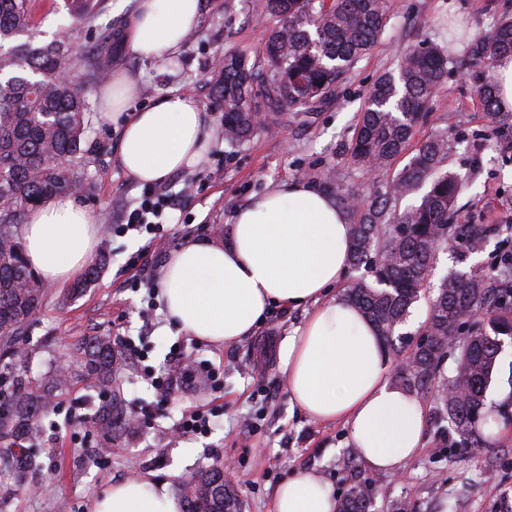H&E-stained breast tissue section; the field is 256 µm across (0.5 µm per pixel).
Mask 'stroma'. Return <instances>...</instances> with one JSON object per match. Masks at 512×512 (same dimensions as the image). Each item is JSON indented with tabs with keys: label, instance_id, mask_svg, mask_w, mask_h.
Instances as JSON below:
<instances>
[{
	"label": "stroma",
	"instance_id": "1",
	"mask_svg": "<svg viewBox=\"0 0 512 512\" xmlns=\"http://www.w3.org/2000/svg\"><path fill=\"white\" fill-rule=\"evenodd\" d=\"M386 30L338 86L333 101L306 118L285 114L275 133L258 132L238 148L217 142L198 165L176 173L164 184L180 199L169 211L161 241L134 231L120 234L128 210L142 193L119 164L120 143L112 124L95 116L96 148L88 168L93 188L78 200L93 215L101 233L96 256L107 263L80 296L60 303V289L47 287L43 303L27 324L17 361L0 351V377L26 375L37 380L47 370L66 366L67 387L56 393L55 413L42 422L37 443L43 468L33 488L21 497L0 499V512H90L92 500L113 481L139 477L178 488L182 481L220 460L231 461L230 474L243 501V512H272L276 487L289 475L309 470L320 475L334 496L358 483L372 494L375 512H512V420L499 421L490 443L454 446L430 393L414 391L426 415L424 446L399 472L370 468L350 445L342 423H322L292 407L279 360L283 339L306 320L307 308H272L253 336L214 345L165 329L157 298L160 269L186 239L227 242L234 211L251 197L281 183L304 179L328 196L347 193L363 200L386 185L404 165L396 160L379 170L352 165L345 147L351 141L367 93L384 72L421 42L444 47L449 29L484 35L512 0H389ZM135 0H106L104 12L90 23L69 22L52 0H36L33 21L46 34L67 26L75 52L89 47L86 32L110 24L125 28ZM270 32L259 20L253 0H201L200 23L176 51L177 69L166 61H146L129 52L112 58V71L138 76L136 103L150 104L172 90L194 94L223 129L224 114L213 94L211 61L227 49L256 51ZM476 74L463 64L450 67L428 104L418 137L445 132L460 146L449 157V170L465 175L481 168L457 201L460 224H493L512 210V149L495 137L492 124L474 95ZM143 256V267L132 264ZM494 245L467 253L451 248L439 253L417 302L402 328V352L410 354L422 338L429 302L441 280L453 273L489 268ZM94 336L132 339L144 361H125L119 381L128 405L147 407L137 424L104 439L90 417L101 396L81 377L76 349ZM198 352L220 367L221 388L196 367L190 388L158 401L147 375L177 373L175 350ZM216 412L211 433L176 435L182 415L197 408Z\"/></svg>",
	"mask_w": 512,
	"mask_h": 512
}]
</instances>
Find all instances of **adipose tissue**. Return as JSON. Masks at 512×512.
I'll return each mask as SVG.
<instances>
[{
  "mask_svg": "<svg viewBox=\"0 0 512 512\" xmlns=\"http://www.w3.org/2000/svg\"><path fill=\"white\" fill-rule=\"evenodd\" d=\"M200 18L199 0H138L121 45L142 59L167 57ZM138 79L119 73L100 92L103 116L120 132V165L153 185L200 161L216 131L189 93L171 91L129 111ZM100 228L71 196L28 215L25 256L44 283L65 285L90 261ZM352 224L344 209L302 181H291L237 208L228 243L189 240L164 263L161 298L168 322L212 344L253 335L275 306L312 305L302 327L282 343L289 399L309 418L342 422L350 443L374 470L398 472L422 446L425 412L389 377L390 356L376 329L331 290L349 267ZM92 512H181L169 484L113 482ZM273 512H337L328 484L297 471L274 494Z\"/></svg>",
  "mask_w": 512,
  "mask_h": 512,
  "instance_id": "obj_1",
  "label": "adipose tissue"
}]
</instances>
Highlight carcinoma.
I'll return each mask as SVG.
<instances>
[{
    "mask_svg": "<svg viewBox=\"0 0 512 512\" xmlns=\"http://www.w3.org/2000/svg\"><path fill=\"white\" fill-rule=\"evenodd\" d=\"M33 0H0V344L16 345L31 314L40 308L44 286L28 267L18 225L29 208L66 192L90 190L83 159L91 153L88 133L94 112L88 90L109 71L102 57L112 51L118 31L101 30L96 47L72 54L66 40H42L34 31ZM77 21L97 17L104 0H61ZM388 0H258L257 16L273 23L258 53L224 54L216 96L224 110V140L243 144L257 130V118L276 120L284 110L306 113L331 97L355 64L382 38ZM512 54V15L502 18L489 36L472 39V66L487 71L476 86L477 99L497 131L512 139V112L498 107L496 61ZM452 54L423 45L405 54L397 73L382 74L369 91L350 154L357 165L384 168L415 144L413 155L392 182L360 204L336 193L353 224L349 263L364 269L346 298L374 324L388 347L421 297L436 253L450 245L478 252L496 237L491 270L453 274L443 280L431 301L425 348L410 355L404 385L430 387L448 352L458 351L446 386L435 390L448 427L460 437L480 435L492 418L485 414L487 392L505 339L512 338V214L498 224L455 223L464 177L445 168L459 142L446 134L413 142L423 110L448 74ZM423 191L419 203L404 210L393 202ZM96 259L59 295L76 297L99 276ZM483 312L487 326L470 327ZM83 375L103 393L92 422L105 437L129 423L123 393L116 386L119 351L106 337L80 347ZM69 383L56 371L33 387L20 377L0 388V462L11 468L14 483L3 493L15 495L41 469L34 449L25 447L39 434V418L53 407V397ZM217 467L195 473L181 483L184 512H242L233 485L216 493ZM372 497L353 485L340 499L339 512H371Z\"/></svg>",
    "mask_w": 512,
    "mask_h": 512,
    "instance_id": "cac0c4a2",
    "label": "carcinoma"
}]
</instances>
